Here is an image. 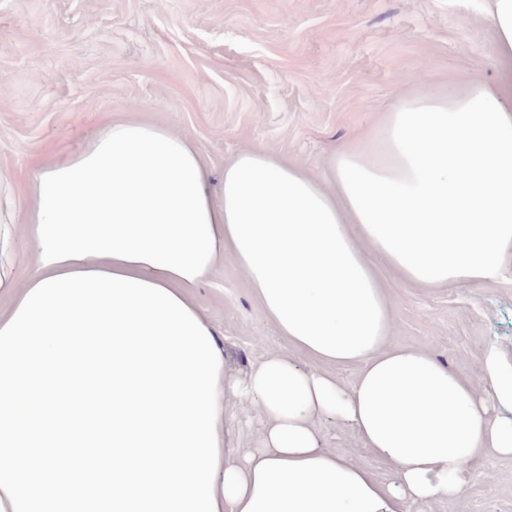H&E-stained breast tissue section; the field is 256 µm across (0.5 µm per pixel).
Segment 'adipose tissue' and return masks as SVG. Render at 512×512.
<instances>
[{"label":"adipose tissue","mask_w":512,"mask_h":512,"mask_svg":"<svg viewBox=\"0 0 512 512\" xmlns=\"http://www.w3.org/2000/svg\"><path fill=\"white\" fill-rule=\"evenodd\" d=\"M486 20L495 79L404 94L324 182L248 148L217 192L190 138L135 119L37 164L23 196L0 180V512H404L455 494L485 450L512 457V357L485 345L473 381L387 346L367 259L418 287L512 269V0ZM227 256L289 346L359 365L352 387L284 352L225 374L192 290ZM228 397L259 404L254 447L228 442ZM322 414L393 482L325 448ZM14 253L15 272L18 280L22 282L27 276L32 261L30 247L23 233H20L14 242Z\"/></svg>","instance_id":"obj_1"}]
</instances>
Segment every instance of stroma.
Wrapping results in <instances>:
<instances>
[{
	"mask_svg": "<svg viewBox=\"0 0 512 512\" xmlns=\"http://www.w3.org/2000/svg\"><path fill=\"white\" fill-rule=\"evenodd\" d=\"M484 0H0V177L27 183L35 163L74 153L115 120L191 138L221 179L240 150L266 147L317 178L341 144L411 89L464 73L494 75ZM388 343L477 374L483 346L512 352V272L487 283L416 288L387 267ZM220 330L227 371L245 376L286 349L245 273L225 258L195 290ZM237 448L261 417L229 399ZM326 448L391 466L335 417L315 420ZM405 512H512V458L484 452L447 500Z\"/></svg>",
	"mask_w": 512,
	"mask_h": 512,
	"instance_id": "35a3bbf8",
	"label": "stroma"
}]
</instances>
